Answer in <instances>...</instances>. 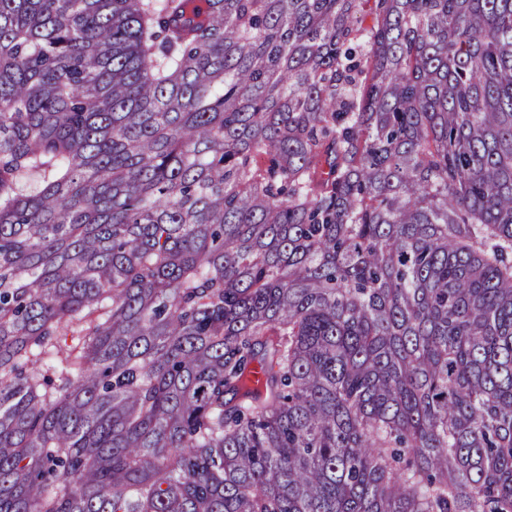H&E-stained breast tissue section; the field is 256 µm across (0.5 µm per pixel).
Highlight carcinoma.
Here are the masks:
<instances>
[{
	"label": "carcinoma",
	"instance_id": "cac0c4a2",
	"mask_svg": "<svg viewBox=\"0 0 512 512\" xmlns=\"http://www.w3.org/2000/svg\"><path fill=\"white\" fill-rule=\"evenodd\" d=\"M0 512H512V0H0Z\"/></svg>",
	"mask_w": 512,
	"mask_h": 512
}]
</instances>
